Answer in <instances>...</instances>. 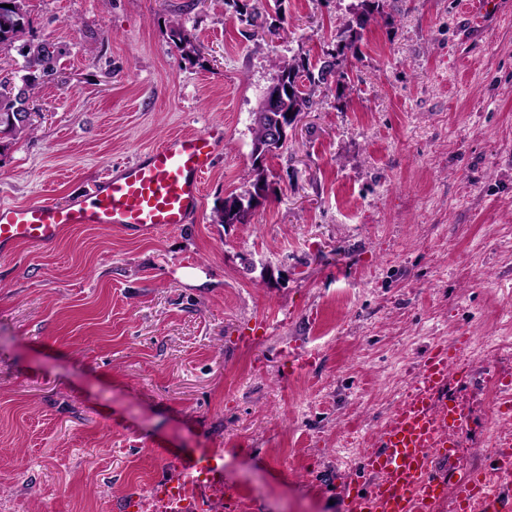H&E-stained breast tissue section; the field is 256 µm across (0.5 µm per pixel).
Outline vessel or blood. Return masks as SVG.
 <instances>
[{"label":"vessel or blood","mask_w":512,"mask_h":512,"mask_svg":"<svg viewBox=\"0 0 512 512\" xmlns=\"http://www.w3.org/2000/svg\"><path fill=\"white\" fill-rule=\"evenodd\" d=\"M213 133L187 131L149 147L100 181L88 197L0 204V251L54 243L68 225L117 226L143 236L189 223L202 210L204 178L214 167ZM500 417L512 416V374L489 367ZM466 378L458 345L431 349L412 384L362 458L369 480L345 491L346 512H438L448 491L456 512H512V437L489 468L452 479L451 462L469 414L454 391Z\"/></svg>","instance_id":"vessel-or-blood-1"}]
</instances>
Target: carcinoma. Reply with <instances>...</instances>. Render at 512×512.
I'll return each mask as SVG.
<instances>
[{
	"label": "carcinoma",
	"instance_id": "carcinoma-1",
	"mask_svg": "<svg viewBox=\"0 0 512 512\" xmlns=\"http://www.w3.org/2000/svg\"><path fill=\"white\" fill-rule=\"evenodd\" d=\"M373 0H363L362 11L355 14L347 24V31L363 29L374 11ZM30 26V12L26 0H0V49H7L12 44H18V54L23 58L22 65L12 72V77L0 81V139L16 140L31 135L36 130L33 124L21 126L14 122L17 114L30 111L28 101L38 90L55 78L59 51H50L46 42L22 41L25 31ZM334 77L336 85L345 89L348 87V74L339 67L336 60L326 61L318 71L313 72L304 65L284 64L279 67L277 78L282 85V94L277 109L271 112L274 122H289L305 109L311 107V93L303 90L304 77L309 85H319L328 82V77ZM253 171L254 179L246 194L255 202H246L247 209L241 207L229 208L224 213L226 224H247L252 210L260 205V200L267 197L269 184L264 163L266 159L283 148L281 144L267 141V128L258 121H253Z\"/></svg>",
	"mask_w": 512,
	"mask_h": 512
}]
</instances>
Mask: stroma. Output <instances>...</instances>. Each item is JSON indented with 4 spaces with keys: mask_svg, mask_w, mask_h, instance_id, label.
Segmentation results:
<instances>
[{
    "mask_svg": "<svg viewBox=\"0 0 512 512\" xmlns=\"http://www.w3.org/2000/svg\"><path fill=\"white\" fill-rule=\"evenodd\" d=\"M360 4L28 0L25 38L60 49V75L34 134L0 148V203H64L169 134L224 136L190 223L0 255V512H142L184 482L175 455L217 461L194 488L214 512H345L430 349L464 336L475 366L512 370V0L484 22L465 0H382L343 54L348 90L313 87L267 200L221 221L278 65L319 68ZM464 397L460 479L504 429L486 382Z\"/></svg>",
    "mask_w": 512,
    "mask_h": 512,
    "instance_id": "1",
    "label": "stroma"
}]
</instances>
